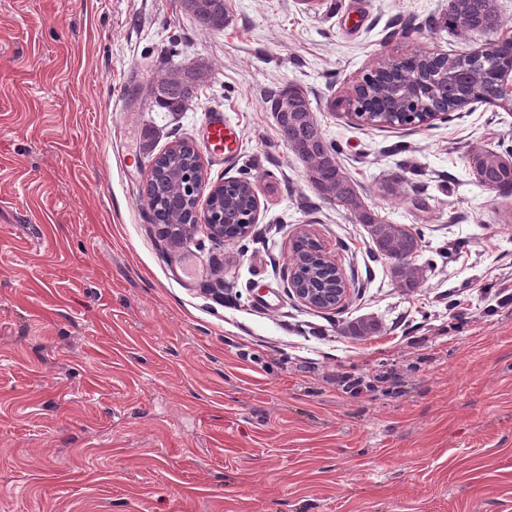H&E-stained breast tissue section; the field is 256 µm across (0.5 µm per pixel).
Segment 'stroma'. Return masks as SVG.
I'll return each mask as SVG.
<instances>
[{
  "label": "stroma",
  "instance_id": "35a3bbf8",
  "mask_svg": "<svg viewBox=\"0 0 512 512\" xmlns=\"http://www.w3.org/2000/svg\"><path fill=\"white\" fill-rule=\"evenodd\" d=\"M225 3L211 31L179 0H0V512H512V188L468 167L512 148V109L393 129L333 105L383 53L489 35L448 31L451 0ZM197 62L184 111L152 105ZM288 84L364 205L420 232L417 288L312 189ZM216 111L243 131L221 163ZM182 141L255 184L245 244L159 241L142 194ZM302 226L353 282L339 311L286 293Z\"/></svg>",
  "mask_w": 512,
  "mask_h": 512
}]
</instances>
